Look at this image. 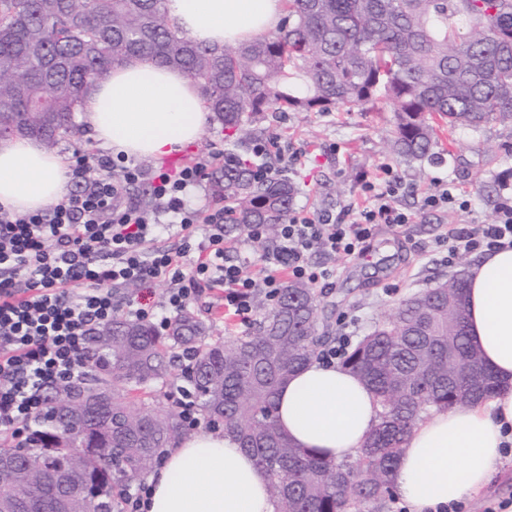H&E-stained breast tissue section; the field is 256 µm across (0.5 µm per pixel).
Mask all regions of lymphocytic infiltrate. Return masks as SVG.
Listing matches in <instances>:
<instances>
[{"label":"lymphocytic infiltrate","mask_w":512,"mask_h":512,"mask_svg":"<svg viewBox=\"0 0 512 512\" xmlns=\"http://www.w3.org/2000/svg\"><path fill=\"white\" fill-rule=\"evenodd\" d=\"M217 159L204 153L175 169L146 168L125 155H100L99 177L87 179V160L71 172L78 190L50 207L15 213L0 206V436L17 437L22 426L45 410L44 391L57 380L78 378L95 329L125 314L167 326L204 289L224 291V308L241 324L254 315L256 291L276 298L289 282L328 281L333 269L313 264L312 254L345 259L363 256L376 228L414 223L415 213L396 205L401 186L365 183V206L338 212L292 211L276 238L262 224L245 228L249 243H265L259 272L250 260L233 261L225 234L224 209L191 207L188 195L200 187ZM147 183L145 208L127 196ZM179 224L187 241L178 251L154 244L162 217ZM441 242L449 256L512 247V204L501 205L487 224L448 229ZM169 288L154 301L157 283ZM134 284L137 302L119 311L113 288Z\"/></svg>","instance_id":"obj_1"}]
</instances>
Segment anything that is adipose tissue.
Returning a JSON list of instances; mask_svg holds the SVG:
<instances>
[{"label":"adipose tissue","mask_w":512,"mask_h":512,"mask_svg":"<svg viewBox=\"0 0 512 512\" xmlns=\"http://www.w3.org/2000/svg\"><path fill=\"white\" fill-rule=\"evenodd\" d=\"M194 41L233 45L275 29L281 0H166ZM209 119L198 85L182 71L132 59L95 84L81 120L112 153L161 158L195 143ZM60 155L39 141H0V205L28 213L66 192ZM467 329L500 381L489 399L429 414L407 434L391 487L409 512H454L483 489L512 442V247L491 252L468 278ZM374 393L350 371L315 361L278 391L275 419L296 446L333 461L354 455L376 425ZM148 512H275L268 480L223 431L180 440L150 475Z\"/></svg>","instance_id":"ef3b65f1"}]
</instances>
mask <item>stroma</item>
<instances>
[{
    "label": "stroma",
    "mask_w": 512,
    "mask_h": 512,
    "mask_svg": "<svg viewBox=\"0 0 512 512\" xmlns=\"http://www.w3.org/2000/svg\"><path fill=\"white\" fill-rule=\"evenodd\" d=\"M260 139L279 138L284 152L305 151L304 166L289 172L299 186L294 206L307 211L336 210L361 199L362 185L376 180L388 164L393 176L408 187L398 204L415 212V223L404 227L379 225L364 258L345 260L314 254L313 263L335 266V278L317 284L332 339L356 344L369 334L383 313L400 300L451 275L447 250L437 241L448 225L485 224L498 205L512 201V128L490 123L480 129L460 128L437 133L434 155L405 161L389 148L393 127L385 105L364 111L291 112L259 120ZM234 152L254 166L281 168L276 156H255L251 144L227 139L222 125L208 121L199 140L180 150L186 160L200 153ZM456 187L470 203L466 210H426L425 195L437 183ZM192 308L215 336L245 331L227 315L219 295L203 294ZM512 503V455L504 459L492 481L475 494L461 512H485Z\"/></svg>",
    "instance_id": "1"
}]
</instances>
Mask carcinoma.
Segmentation results:
<instances>
[{
    "mask_svg": "<svg viewBox=\"0 0 512 512\" xmlns=\"http://www.w3.org/2000/svg\"><path fill=\"white\" fill-rule=\"evenodd\" d=\"M280 26L236 47L200 44L168 18L165 0H0V129L51 150L75 128L88 77L105 80L131 58L184 71L207 110L238 140L266 112H351L383 102L392 148L431 156L435 128L512 127V0H283ZM298 189L255 175L229 152L213 195L229 223L276 234ZM467 285L446 278L402 301L344 356L342 367L374 392L381 411L356 460L335 462L277 429L278 389L315 360L320 302L293 282L274 302L261 291L243 336H211L187 308L160 333L121 316L97 329L85 374L49 387L46 412L22 450L0 446L15 474L3 497L14 512H47L44 469L83 475L77 512H121L130 486L185 434L159 405L179 352L191 351V396L266 471L277 512H364L386 507L406 435L426 411L464 407L497 381L471 345ZM81 392L87 413L64 421Z\"/></svg>",
    "mask_w": 512,
    "mask_h": 512,
    "instance_id": "obj_1",
    "label": "carcinoma"
}]
</instances>
